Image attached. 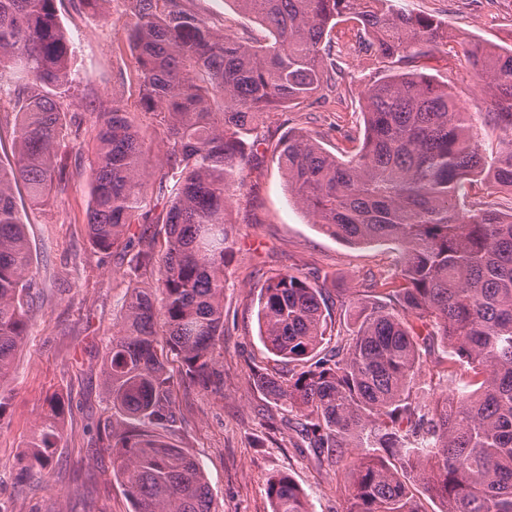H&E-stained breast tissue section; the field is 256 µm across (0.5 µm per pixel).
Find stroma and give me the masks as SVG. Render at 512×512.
Returning <instances> with one entry per match:
<instances>
[{
	"label": "stroma",
	"mask_w": 512,
	"mask_h": 512,
	"mask_svg": "<svg viewBox=\"0 0 512 512\" xmlns=\"http://www.w3.org/2000/svg\"><path fill=\"white\" fill-rule=\"evenodd\" d=\"M405 10L431 16L459 36L447 49L417 59V68L452 86L467 106L482 150L494 156L501 133L485 120L474 95L479 77L465 59L470 41L512 47V0H398ZM187 9L214 29L245 39L264 30L240 14L232 0H186ZM58 14L73 43L69 92L62 100L81 122L80 135L64 131L68 180L54 205L32 207L24 184L15 195L26 225L35 286L28 329L17 352L0 411V512H133L112 452L96 425L113 413L101 386L105 347L119 317L130 279L118 254L90 244L89 159L101 115L120 100L143 129L152 150L164 137L139 104V77L130 48L131 0H107L103 10L80 0H60ZM331 56L341 71L307 101L271 113L260 135L277 141L291 131L316 137L339 158L361 145V92L399 63L361 50L356 28L343 23L333 33ZM244 187L230 210L229 249L224 262V392L204 390L181 375L176 382L180 421L171 440L194 455L213 495L215 512H272L266 482L287 474L305 491L311 512H339L345 475L323 458L297 447L287 426L292 413L254 386V365L279 368L259 336V295L266 279L285 272L308 275L329 298L330 320L348 330L371 277L397 276L404 253L397 244L351 245L324 234L288 193L271 151L251 155ZM69 405L53 464L57 483L25 477L24 451L46 397Z\"/></svg>",
	"instance_id": "35a3bbf8"
}]
</instances>
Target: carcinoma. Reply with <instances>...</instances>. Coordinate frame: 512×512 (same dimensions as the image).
I'll use <instances>...</instances> for the list:
<instances>
[{"instance_id":"1","label":"carcinoma","mask_w":512,"mask_h":512,"mask_svg":"<svg viewBox=\"0 0 512 512\" xmlns=\"http://www.w3.org/2000/svg\"><path fill=\"white\" fill-rule=\"evenodd\" d=\"M57 2L0 0V95L21 107L13 161L0 164V409L33 288L13 188L24 182L32 203L46 206L67 179L60 95L72 45ZM232 2L265 29L264 42L213 30L185 0H134L140 103L165 129L164 153L150 160L145 136L114 100L89 161L92 247L120 251L129 273L150 280L123 301L103 358L105 394L123 420L96 425L134 512H212L197 460L153 429L172 433L178 420L167 353L187 379L224 394L227 205L245 183L262 120L328 81L324 58L341 22L354 23L365 51L401 62L453 40L442 23L394 0ZM465 57L484 82L482 109L504 135L492 158L452 90L418 70L364 88V141L349 159L303 134L274 147L288 192L313 223L351 244L404 248L398 276L370 283L388 302L359 308L350 342L328 358L316 357L330 330L327 304L307 276H272L260 292V337L288 370L257 369L253 382L302 413L298 433L348 476L342 512H423L411 480L441 512H512V214L457 197L465 181L512 191V48L475 43ZM422 350L448 353V368L430 370L426 382L453 389L442 400L421 399ZM458 363L468 377H457ZM47 404L27 465L45 484L56 479L64 416L61 397ZM266 493L272 512H309L286 474L270 478Z\"/></svg>"}]
</instances>
